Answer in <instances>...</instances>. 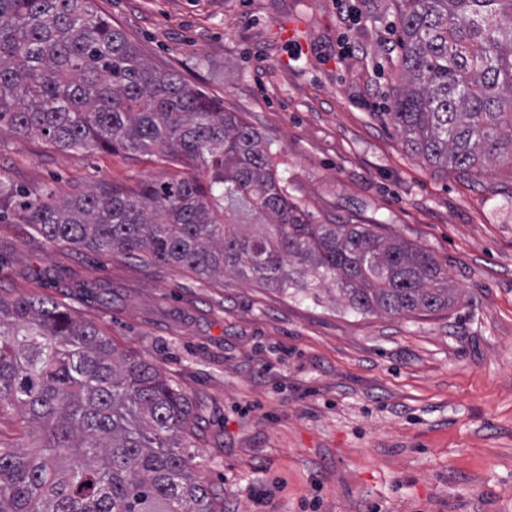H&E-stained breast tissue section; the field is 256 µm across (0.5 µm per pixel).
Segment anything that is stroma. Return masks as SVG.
<instances>
[{
    "label": "stroma",
    "mask_w": 512,
    "mask_h": 512,
    "mask_svg": "<svg viewBox=\"0 0 512 512\" xmlns=\"http://www.w3.org/2000/svg\"><path fill=\"white\" fill-rule=\"evenodd\" d=\"M94 0L154 67L274 139L315 224L421 247L461 301L432 315L347 311L228 273L103 256L0 220V295L38 296L172 379L216 512H512V172L464 180L407 151L397 0ZM30 197L164 183L146 154L79 156L0 132Z\"/></svg>",
    "instance_id": "stroma-1"
}]
</instances>
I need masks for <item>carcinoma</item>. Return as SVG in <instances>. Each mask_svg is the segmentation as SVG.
I'll return each mask as SVG.
<instances>
[{
  "mask_svg": "<svg viewBox=\"0 0 512 512\" xmlns=\"http://www.w3.org/2000/svg\"><path fill=\"white\" fill-rule=\"evenodd\" d=\"M403 86L388 117L443 173L512 168V0H400ZM59 150L149 153L165 183L32 199L11 212L52 243L318 296L357 314L458 303L428 252L365 224H313L277 175L273 143L146 61L93 0H0V131ZM195 418L156 367L54 302L0 296V512H215L183 438Z\"/></svg>",
  "mask_w": 512,
  "mask_h": 512,
  "instance_id": "carcinoma-1",
  "label": "carcinoma"
}]
</instances>
